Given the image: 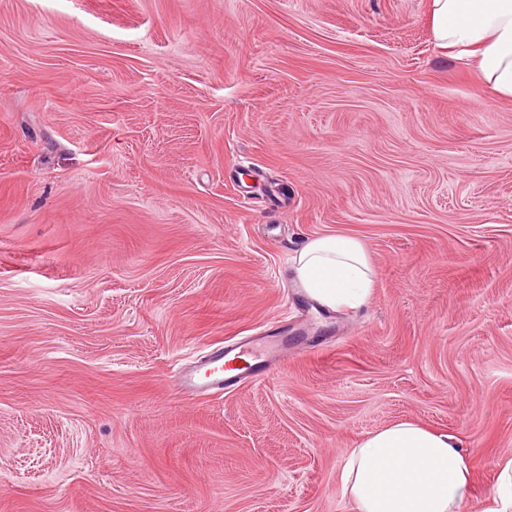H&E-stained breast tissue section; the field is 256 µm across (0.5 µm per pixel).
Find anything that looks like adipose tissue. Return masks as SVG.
I'll list each match as a JSON object with an SVG mask.
<instances>
[{"mask_svg": "<svg viewBox=\"0 0 512 512\" xmlns=\"http://www.w3.org/2000/svg\"><path fill=\"white\" fill-rule=\"evenodd\" d=\"M429 9L438 47L512 96V0H430ZM294 273L305 293L328 308L362 306L373 284L361 242L337 233L310 239ZM471 472L452 436L399 421L351 449L341 481L357 512H460L471 495Z\"/></svg>", "mask_w": 512, "mask_h": 512, "instance_id": "adipose-tissue-1", "label": "adipose tissue"}]
</instances>
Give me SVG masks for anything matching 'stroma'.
I'll return each instance as SVG.
<instances>
[{
  "instance_id": "obj_1",
  "label": "stroma",
  "mask_w": 512,
  "mask_h": 512,
  "mask_svg": "<svg viewBox=\"0 0 512 512\" xmlns=\"http://www.w3.org/2000/svg\"><path fill=\"white\" fill-rule=\"evenodd\" d=\"M358 239L365 307L290 266ZM286 340L192 398L209 346ZM408 420L512 457V98L429 0H0V512H356Z\"/></svg>"
}]
</instances>
